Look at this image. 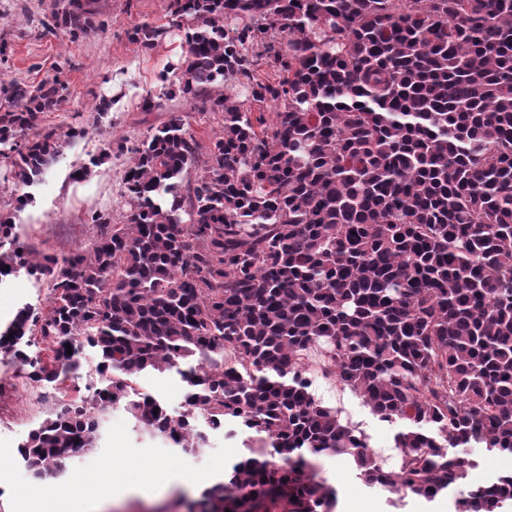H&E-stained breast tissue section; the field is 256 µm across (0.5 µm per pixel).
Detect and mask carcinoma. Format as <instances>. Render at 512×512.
<instances>
[{
  "label": "carcinoma",
  "mask_w": 512,
  "mask_h": 512,
  "mask_svg": "<svg viewBox=\"0 0 512 512\" xmlns=\"http://www.w3.org/2000/svg\"><path fill=\"white\" fill-rule=\"evenodd\" d=\"M93 3L53 0L52 18L85 33ZM170 10L187 22L186 49L164 96L222 116L195 181L184 173L201 146L169 110L131 149L126 223L95 212L88 245L59 255L0 219V279L23 269L52 302L18 311L0 337L41 336L48 360L14 356L44 386L87 350L106 375L29 431L25 467L57 478L122 407L185 453L205 447L202 422L251 436L205 491L206 512H335L315 460L336 455L368 486L501 512L512 473L466 478L468 449L512 454V0ZM158 36L143 25L132 39L150 48ZM261 60L274 78L255 76ZM63 90L57 74L0 80V161L23 185L85 135L41 125ZM151 371L186 382L181 411L138 391ZM316 371L401 426L397 470L316 397Z\"/></svg>",
  "instance_id": "obj_1"
}]
</instances>
